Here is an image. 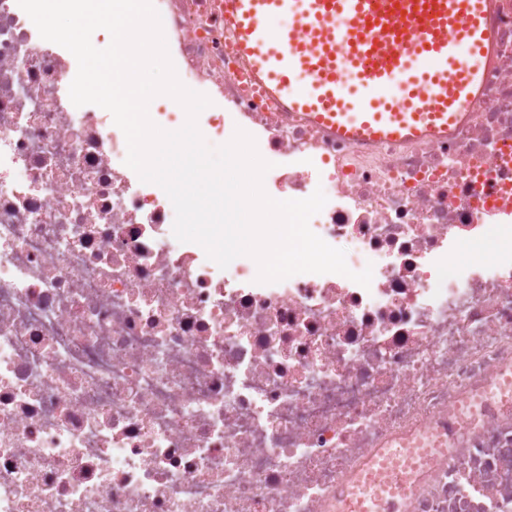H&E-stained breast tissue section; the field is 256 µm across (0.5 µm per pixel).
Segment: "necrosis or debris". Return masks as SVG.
Instances as JSON below:
<instances>
[{"instance_id":"1","label":"necrosis or debris","mask_w":512,"mask_h":512,"mask_svg":"<svg viewBox=\"0 0 512 512\" xmlns=\"http://www.w3.org/2000/svg\"><path fill=\"white\" fill-rule=\"evenodd\" d=\"M216 0H153L206 141L246 129L276 200L369 287L257 280L173 235L64 47L0 0V512H512V0L453 136L328 139L239 73ZM504 244L474 265L462 242Z\"/></svg>"}]
</instances>
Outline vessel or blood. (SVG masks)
<instances>
[{"label": "vessel or blood", "instance_id": "1", "mask_svg": "<svg viewBox=\"0 0 512 512\" xmlns=\"http://www.w3.org/2000/svg\"><path fill=\"white\" fill-rule=\"evenodd\" d=\"M231 49L283 114L356 144L451 136L492 56L491 0H219ZM288 18L271 31L268 22Z\"/></svg>", "mask_w": 512, "mask_h": 512}]
</instances>
